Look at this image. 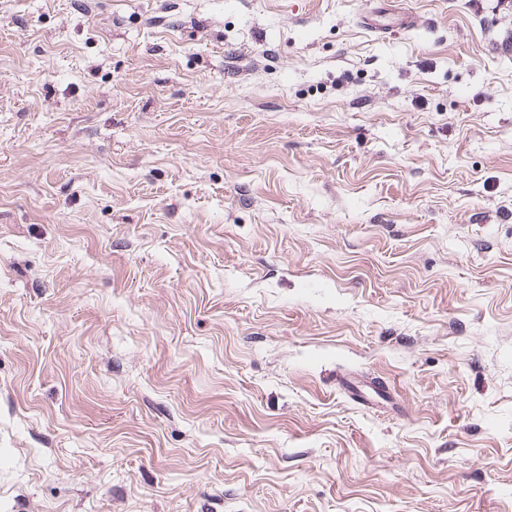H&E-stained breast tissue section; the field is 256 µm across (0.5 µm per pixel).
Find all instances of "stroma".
<instances>
[{
  "instance_id": "stroma-1",
  "label": "stroma",
  "mask_w": 512,
  "mask_h": 512,
  "mask_svg": "<svg viewBox=\"0 0 512 512\" xmlns=\"http://www.w3.org/2000/svg\"><path fill=\"white\" fill-rule=\"evenodd\" d=\"M396 5L0 0V512H512V0ZM370 10L362 16L366 29L378 34H387L398 30H412L416 19L410 12L393 9L392 0H371ZM336 382L342 386L349 393L350 398L357 403H363V400H367L365 388L376 391L375 385L367 381H363L362 383L361 380L353 375H339Z\"/></svg>"
}]
</instances>
